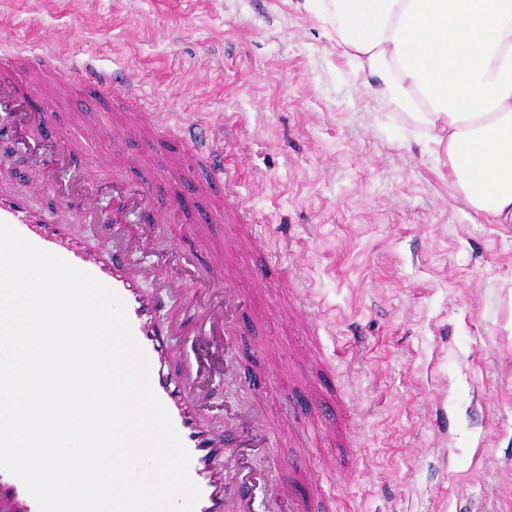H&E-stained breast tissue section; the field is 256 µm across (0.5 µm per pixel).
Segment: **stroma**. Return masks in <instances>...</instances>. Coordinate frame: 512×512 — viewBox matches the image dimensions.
<instances>
[{"label": "stroma", "mask_w": 512, "mask_h": 512, "mask_svg": "<svg viewBox=\"0 0 512 512\" xmlns=\"http://www.w3.org/2000/svg\"><path fill=\"white\" fill-rule=\"evenodd\" d=\"M64 40L83 64L122 72L164 121L137 167L115 171L110 136L90 144L101 182L149 181L153 204L184 185L189 159L171 126L224 132L243 221L204 240L185 219L166 258L211 304L212 252L303 288L290 311L277 291L246 289L230 315L238 365L207 337L177 336L174 370L208 360L215 434L241 402L275 425L254 468L288 477L305 503L335 512H512V224H480L459 200L418 124L365 89L336 58L302 0H0V52L40 55ZM0 145V192L53 209L95 243L93 225L20 178ZM259 240L244 251L239 242ZM337 403L312 434V382Z\"/></svg>", "instance_id": "35a3bbf8"}]
</instances>
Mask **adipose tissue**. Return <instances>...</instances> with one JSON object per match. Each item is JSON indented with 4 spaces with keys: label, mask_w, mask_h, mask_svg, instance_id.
Returning <instances> with one entry per match:
<instances>
[{
    "label": "adipose tissue",
    "mask_w": 512,
    "mask_h": 512,
    "mask_svg": "<svg viewBox=\"0 0 512 512\" xmlns=\"http://www.w3.org/2000/svg\"><path fill=\"white\" fill-rule=\"evenodd\" d=\"M337 58L419 123L457 197L512 224V0H304Z\"/></svg>",
    "instance_id": "obj_1"
}]
</instances>
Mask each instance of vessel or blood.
Listing matches in <instances>:
<instances>
[{"label":"vessel or blood","instance_id":"obj_1","mask_svg":"<svg viewBox=\"0 0 512 512\" xmlns=\"http://www.w3.org/2000/svg\"><path fill=\"white\" fill-rule=\"evenodd\" d=\"M42 61L53 77L52 84L41 89L44 97H52L58 88L76 84L101 95L120 93L130 102L131 115L126 122L107 127V134L122 144L151 141V126L138 117L141 97L134 82L116 81L110 73L79 66L71 57L49 53L43 55ZM95 134L92 128L67 137L54 134L50 114L32 111L23 88L11 79L0 77V139L23 148L29 159L28 177L64 203L77 205L88 222L95 224L103 247L92 251L82 246L71 237L65 225L51 223L46 214L32 209L20 196L0 195V221L8 223L37 247L91 274L123 300L133 336L149 365L150 386L189 453L188 473L200 490L194 512H225L228 490L222 469L213 465L214 458L222 457L225 466L240 465L241 450L246 445L272 447L271 432L233 423L224 437L217 439L203 429L196 386L208 379V370L199 365L181 374L171 372L167 366L169 338L187 328L198 336L226 330L229 325L226 306L235 301L240 285L245 282L262 285L266 277L255 273L246 277L238 275L225 269L222 255L213 254L208 259L207 276L209 281L223 282L224 307L193 311L183 306L168 309L172 296L184 294V284L164 271L159 261H145V254L155 250L156 242L148 233L126 237V212L131 209L150 213L155 224L171 223L175 213L152 208L154 188L149 184L113 185L112 208L104 210L98 203V185L90 178L85 162L86 145ZM176 140L186 148L194 167L207 170L210 175L209 181L193 185L195 193L207 200L193 225L202 236L224 216L227 180L224 145L211 132L191 124L179 126ZM147 279L155 282L156 291L144 290L143 282ZM1 500L8 502L14 512H39L23 482L4 470H0Z\"/></svg>","mask_w":512,"mask_h":512}]
</instances>
